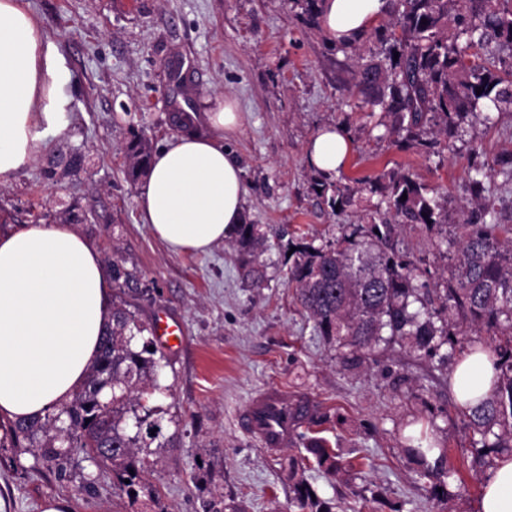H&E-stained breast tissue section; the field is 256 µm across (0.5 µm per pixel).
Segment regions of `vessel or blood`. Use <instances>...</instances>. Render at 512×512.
Masks as SVG:
<instances>
[{"instance_id": "1", "label": "vessel or blood", "mask_w": 512, "mask_h": 512, "mask_svg": "<svg viewBox=\"0 0 512 512\" xmlns=\"http://www.w3.org/2000/svg\"><path fill=\"white\" fill-rule=\"evenodd\" d=\"M310 405V399L304 395L290 397L278 390H263L242 411L239 425L264 448L273 451L287 445Z\"/></svg>"}]
</instances>
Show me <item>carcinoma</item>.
<instances>
[{
    "mask_svg": "<svg viewBox=\"0 0 512 512\" xmlns=\"http://www.w3.org/2000/svg\"><path fill=\"white\" fill-rule=\"evenodd\" d=\"M321 2L289 0L314 26ZM385 2L389 20L376 31L383 57L361 64L350 87L359 107L367 109L372 129L379 131L377 138L425 154L439 145L449 150L476 125L493 120L487 108L512 106V62L502 56L512 51V0ZM125 155L126 175L134 183L148 169L151 147L135 136ZM61 166L78 174L84 155L58 153L43 168V179L55 181ZM495 177L505 186L512 183V153L473 163L469 198L453 225V238L431 241L439 252L448 242L455 250L446 253V267L432 272L410 248L401 247V237L429 235L448 224V195L402 170L356 179L352 186L322 175L313 188L334 211L364 191L380 200L366 223L345 225L336 242L294 244L287 272L314 334L336 349L347 370L375 361L382 348L399 346L420 358L438 359V369L451 375L456 355L465 351L464 336L472 350L488 352L497 368L490 391L459 409L476 446V461L484 465L512 452V224L501 223L488 197L487 184ZM232 243L246 277L261 285L260 257L275 244L248 220L237 225ZM105 262L114 290L112 324L102 334L98 357L70 401L42 420L19 423L10 438L16 446L28 442L34 456L60 474L73 456L83 455L95 467L84 477V491L93 490L108 470L118 490L136 502L146 486L139 450L160 435V424L142 401L163 392L158 377L165 356L157 348L149 350L152 339L140 346L135 342L149 331L130 310L132 302L149 299L140 275L115 256ZM294 438L314 469L327 476L342 470L325 439L299 431ZM435 448L439 458L432 465L427 453ZM405 451L416 459L421 476L433 478L442 471L445 447L423 448L411 438ZM298 466L296 459L288 461L291 506L297 512H333Z\"/></svg>",
    "mask_w": 512,
    "mask_h": 512,
    "instance_id": "cac0c4a2",
    "label": "carcinoma"
}]
</instances>
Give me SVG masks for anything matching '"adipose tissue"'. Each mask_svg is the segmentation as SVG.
<instances>
[{
    "label": "adipose tissue",
    "instance_id": "adipose-tissue-1",
    "mask_svg": "<svg viewBox=\"0 0 512 512\" xmlns=\"http://www.w3.org/2000/svg\"><path fill=\"white\" fill-rule=\"evenodd\" d=\"M384 0H324L330 41L357 44L382 16ZM63 56L21 0H0V184L12 182L64 137L70 99ZM205 134L172 137L152 157L137 189L142 223L176 254L207 252L244 215L242 170L224 147L239 127L229 96L205 97ZM351 151L347 131L329 127L306 149L330 173ZM112 322V288L98 247L70 224H26L0 232V426L45 418L86 377ZM495 376L488 353L468 352L452 380L458 406L472 405ZM479 512H512V456H498L483 483Z\"/></svg>",
    "mask_w": 512,
    "mask_h": 512
}]
</instances>
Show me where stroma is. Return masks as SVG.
<instances>
[{
	"mask_svg": "<svg viewBox=\"0 0 512 512\" xmlns=\"http://www.w3.org/2000/svg\"><path fill=\"white\" fill-rule=\"evenodd\" d=\"M65 60L72 102L66 136L51 151H80L85 170L45 183L44 159L0 185V229L59 224L69 205L87 221L78 230L102 255L119 252L151 290L137 312L152 324L164 312L184 341L166 351L152 400L161 445L148 458L147 493L131 501L103 474L94 495L80 486L90 472L78 462L65 476L37 464L0 439V507L42 512L50 498L71 512H202L208 495L239 512H289L283 465L297 447L274 451L243 432L240 412L262 389L312 399L324 417L323 437L344 465L332 478L308 470L336 512H478L486 469L474 466L471 434L459 417L451 382L431 361L408 350L382 353L376 364L345 370L333 347L314 336L294 301L284 250L266 252L261 287L244 279L237 254L221 243L209 252L176 254L142 224L137 187L125 176L132 135L161 147L174 134L173 115L198 113L202 95L227 94L242 112L224 147L243 171L244 209L269 237L321 246L345 224L359 223L367 204L333 213L312 189L306 158L315 134L341 126L351 152L344 182L399 168L449 197L448 219L463 203L471 149L512 152V107L456 141L454 152L427 156L376 140L348 88L357 56L380 49L374 33L359 54L334 50L287 0H27ZM449 226L442 228L451 236ZM445 443L448 497L434 504L430 479L403 452L410 431Z\"/></svg>",
	"mask_w": 512,
	"mask_h": 512,
	"instance_id": "35a3bbf8",
	"label": "stroma"
}]
</instances>
